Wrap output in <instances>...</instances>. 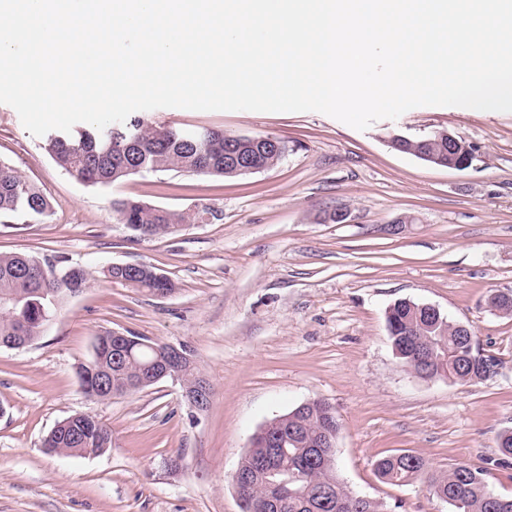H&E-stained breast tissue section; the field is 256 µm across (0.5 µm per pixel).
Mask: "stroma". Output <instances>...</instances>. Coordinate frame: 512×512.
Returning <instances> with one entry per match:
<instances>
[{
    "mask_svg": "<svg viewBox=\"0 0 512 512\" xmlns=\"http://www.w3.org/2000/svg\"><path fill=\"white\" fill-rule=\"evenodd\" d=\"M136 117L272 135L288 152L238 177L157 172L90 185L59 168L45 137L0 103V161L54 206L43 219L0 221V254L87 274L34 341L0 347V512H241L232 475L253 434L314 399L336 409L337 475L389 512H448L424 484L377 476V459L404 451L437 472L484 470L493 491L512 495V462L501 464L496 443L512 427V314L488 304L512 290V112L421 106L363 131L313 111L158 108ZM442 130L473 145L472 167L433 166L389 144ZM121 197L205 217L140 237L112 210ZM339 209L346 222H318ZM113 263L153 266L177 290L157 298L108 281ZM401 298L468 325L498 359L497 375L459 384L402 368L386 323ZM112 331L186 349L211 385L208 409L194 410L169 379L89 398L76 367ZM76 413L104 422L111 448L46 453L45 438Z\"/></svg>",
    "mask_w": 512,
    "mask_h": 512,
    "instance_id": "obj_1",
    "label": "stroma"
}]
</instances>
